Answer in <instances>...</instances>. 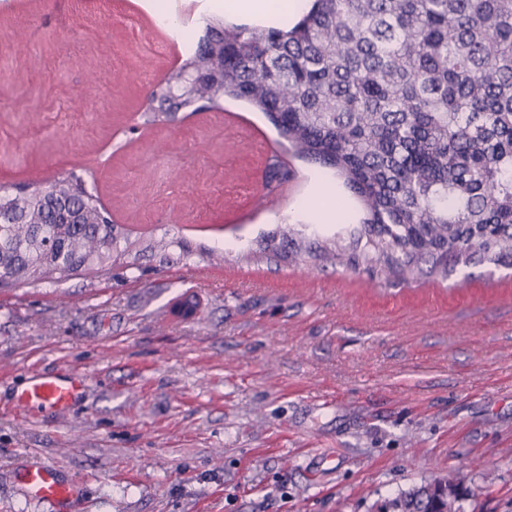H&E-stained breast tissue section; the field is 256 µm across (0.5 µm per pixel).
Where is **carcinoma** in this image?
I'll return each instance as SVG.
<instances>
[{
    "instance_id": "1",
    "label": "carcinoma",
    "mask_w": 512,
    "mask_h": 512,
    "mask_svg": "<svg viewBox=\"0 0 512 512\" xmlns=\"http://www.w3.org/2000/svg\"><path fill=\"white\" fill-rule=\"evenodd\" d=\"M227 96L264 112L295 153L334 169L363 205L348 237L282 229L288 259L365 269L384 283L512 268V0H314L288 31L207 19L154 86L156 122ZM0 288L130 267L138 242L72 170L0 194ZM435 475L395 512H464Z\"/></svg>"
}]
</instances>
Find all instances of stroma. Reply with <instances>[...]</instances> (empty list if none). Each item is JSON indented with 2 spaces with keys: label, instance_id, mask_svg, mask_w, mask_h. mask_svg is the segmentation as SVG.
I'll use <instances>...</instances> for the list:
<instances>
[{
  "label": "stroma",
  "instance_id": "1",
  "mask_svg": "<svg viewBox=\"0 0 512 512\" xmlns=\"http://www.w3.org/2000/svg\"><path fill=\"white\" fill-rule=\"evenodd\" d=\"M190 5L196 40L219 0H0V187L82 171L130 239L194 252L0 291V512H56L22 458L76 485L71 512H381L435 474L465 512H512V271L386 284L252 260L307 223L317 181L352 223L362 206L245 102L147 122L179 64L156 18ZM277 161L294 191L265 188ZM78 373L70 408L21 403L33 376Z\"/></svg>",
  "mask_w": 512,
  "mask_h": 512
}]
</instances>
